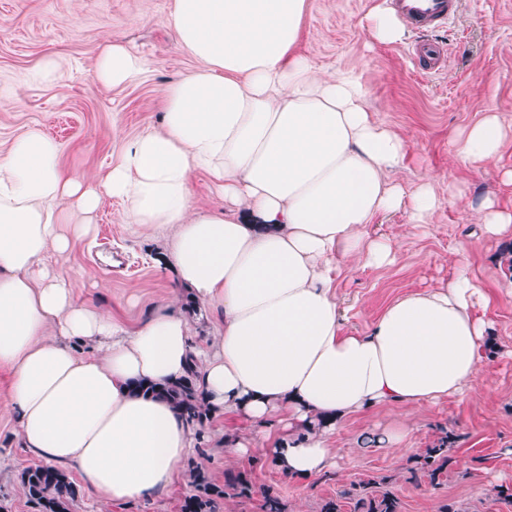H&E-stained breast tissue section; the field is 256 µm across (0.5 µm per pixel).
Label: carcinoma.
<instances>
[{"mask_svg": "<svg viewBox=\"0 0 512 512\" xmlns=\"http://www.w3.org/2000/svg\"><path fill=\"white\" fill-rule=\"evenodd\" d=\"M135 391L169 400L191 423H201L208 417L204 394L193 373L163 386L140 382ZM448 444L450 437L446 435L416 458L408 468L407 481L416 484L424 477L432 482L439 480L450 462ZM189 468L193 493L185 500L184 512H216L217 501L229 493L246 498L252 495V485L242 473H225L221 487L211 483L195 462H189ZM20 479L30 500L38 505L39 512H76L79 490L64 470L51 464H38L23 470ZM386 484L385 477L362 480L338 498L322 501L319 512H342L345 499L353 501V512H400V500L386 488Z\"/></svg>", "mask_w": 512, "mask_h": 512, "instance_id": "cac0c4a2", "label": "carcinoma"}]
</instances>
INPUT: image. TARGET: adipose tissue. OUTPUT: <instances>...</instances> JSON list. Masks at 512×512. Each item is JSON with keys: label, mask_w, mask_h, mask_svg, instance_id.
I'll return each instance as SVG.
<instances>
[{"label": "adipose tissue", "mask_w": 512, "mask_h": 512, "mask_svg": "<svg viewBox=\"0 0 512 512\" xmlns=\"http://www.w3.org/2000/svg\"><path fill=\"white\" fill-rule=\"evenodd\" d=\"M312 0H173L165 19L201 66L162 90L160 130L138 136L93 186L67 175L60 146L35 130L0 152V369L4 408L24 448L73 468L104 502L143 500L173 487L198 441L165 401L132 394L195 368L214 413L248 423L222 433L224 457L272 456L307 480L335 463L330 437L354 415L414 408L475 390L489 348L475 307L491 297L459 263L448 285L385 307L366 335L338 317L345 263L383 267L391 242L371 237L381 215L423 224L441 206L430 184L391 181L408 143L377 118L349 71L329 73L298 53ZM369 41L401 40L385 0L360 20ZM146 60L104 44L94 76L138 81ZM508 136L486 115L457 141L482 166ZM204 174L224 197L220 214L193 203ZM109 197L126 223L164 232L174 290L220 308L218 332L197 345L172 301L129 328L81 301L57 256L89 225L74 223Z\"/></svg>", "instance_id": "obj_1"}]
</instances>
